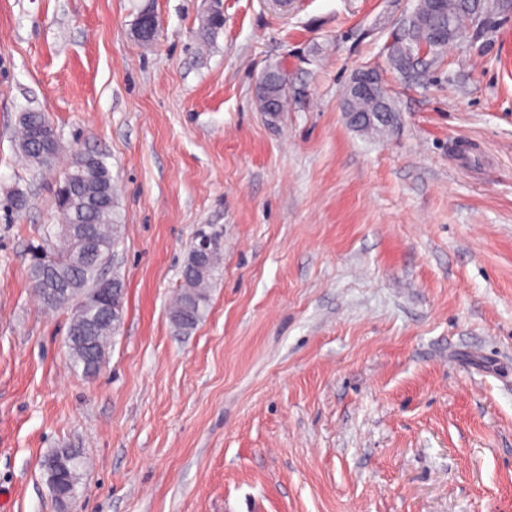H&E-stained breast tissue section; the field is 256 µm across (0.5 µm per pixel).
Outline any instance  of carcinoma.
Listing matches in <instances>:
<instances>
[{"label": "carcinoma", "instance_id": "carcinoma-1", "mask_svg": "<svg viewBox=\"0 0 512 512\" xmlns=\"http://www.w3.org/2000/svg\"><path fill=\"white\" fill-rule=\"evenodd\" d=\"M506 9L500 0H421L413 14L403 23L402 33L395 36L389 47L390 65L403 71L407 64V48L422 40H428L434 31H442L441 42L430 44L433 62L441 59L443 49L456 42V37L465 34V23L474 22V16L481 15L491 19L498 10ZM288 96V77L279 68L267 70L260 79L258 92L259 108L274 98L285 104ZM385 109L390 113L392 122L376 123L365 129L371 135H383L399 123L400 115L393 100H385ZM52 131V125L43 112L32 111L27 114L26 122L19 125L18 146L29 162L37 166L50 164L40 155L44 138ZM81 154H76L70 169L76 174L74 184L68 187L65 200H57L65 223L69 224L71 238L78 237L84 224L94 227L99 250L104 258H111L114 249L122 238L123 225L119 224L115 213V203L89 208L83 206L100 191L112 192V171L104 157L96 156L90 167H80ZM47 261L58 269L59 277L66 284V293L52 294L40 283L41 264L35 262L30 269L35 292L41 303L58 309L70 305V301L81 299L85 302L81 314H72L67 332L69 363L73 370L82 371L86 378L97 376L105 365L106 345L118 332L121 322L112 320L106 311L105 302H98L93 293L100 285L105 265L98 260L81 259L78 252L67 256L54 250L46 251ZM222 263V248L215 243L207 257L196 259L195 250H190L182 274V284L174 303L170 308V321L179 333L193 330L204 318L211 281ZM61 449L55 448L44 461L45 475H54L61 490H72L79 485L80 470L83 465L79 452L70 449V462L66 469H58Z\"/></svg>", "mask_w": 512, "mask_h": 512}]
</instances>
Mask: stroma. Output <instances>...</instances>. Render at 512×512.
I'll return each instance as SVG.
<instances>
[{
	"label": "stroma",
	"instance_id": "1",
	"mask_svg": "<svg viewBox=\"0 0 512 512\" xmlns=\"http://www.w3.org/2000/svg\"><path fill=\"white\" fill-rule=\"evenodd\" d=\"M415 3L0 0L8 512H58L54 448L86 461L71 512H512V12L409 78L387 48ZM271 64L295 91L275 114ZM363 68L400 110L389 135L342 112ZM29 108L61 141L47 170L17 151ZM87 151L112 170L126 287L92 379L28 275ZM203 232L223 261L181 334L168 309ZM288 96V77L282 69L271 68L267 70L260 79L258 92V104L260 111L266 106V102L271 99H277L280 103V111L284 109V104Z\"/></svg>",
	"mask_w": 512,
	"mask_h": 512
}]
</instances>
